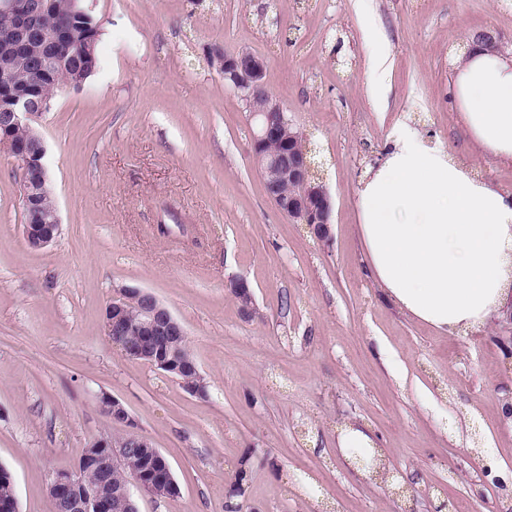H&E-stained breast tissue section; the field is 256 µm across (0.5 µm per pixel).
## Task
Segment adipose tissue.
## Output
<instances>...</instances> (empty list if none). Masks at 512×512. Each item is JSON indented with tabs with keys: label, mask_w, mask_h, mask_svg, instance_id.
I'll return each instance as SVG.
<instances>
[{
	"label": "adipose tissue",
	"mask_w": 512,
	"mask_h": 512,
	"mask_svg": "<svg viewBox=\"0 0 512 512\" xmlns=\"http://www.w3.org/2000/svg\"><path fill=\"white\" fill-rule=\"evenodd\" d=\"M450 93L466 140L512 163V59L469 45ZM359 231L374 281L401 311L453 333L512 305V191L475 177L412 128L362 180Z\"/></svg>",
	"instance_id": "1"
}]
</instances>
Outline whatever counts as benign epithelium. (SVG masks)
I'll return each instance as SVG.
<instances>
[{
	"label": "benign epithelium",
	"instance_id": "obj_1",
	"mask_svg": "<svg viewBox=\"0 0 512 512\" xmlns=\"http://www.w3.org/2000/svg\"><path fill=\"white\" fill-rule=\"evenodd\" d=\"M42 0H0V14L9 18L11 49L26 56L35 69L46 73L59 57L58 47L67 34H47L39 26ZM224 73V83L231 86L249 109L253 120L252 153L269 198L284 214L300 218L311 235L320 243L332 239L331 197L310 165L306 150L298 147V134L289 130L291 123L285 110L272 96L266 81L265 60L248 52L224 53L214 57ZM46 110L44 93L35 87L25 95L0 99V149L5 151L22 171V206L33 214L23 226L28 246L43 249L54 242L60 231L56 206L44 207L39 200L53 196L44 158L46 144L33 125ZM24 131L18 140L14 133ZM247 317L255 313L252 294L244 279L230 282ZM137 316L136 323L129 316ZM107 336H127L136 330L142 337L136 357L181 380L182 372L195 366L191 359L180 362L169 359L164 343L187 336L183 323L151 293L140 288L125 287L119 299L111 302L103 323ZM99 404L113 421L122 422L130 431L115 440L111 437L92 439L78 464L49 477L48 496L53 512H139L131 488L156 499H172L179 494L170 464L145 436L132 430L134 422L117 400L102 396ZM150 456L154 466L134 470L120 486L112 484V469L130 458ZM94 480L85 479V474Z\"/></svg>",
	"mask_w": 512,
	"mask_h": 512
}]
</instances>
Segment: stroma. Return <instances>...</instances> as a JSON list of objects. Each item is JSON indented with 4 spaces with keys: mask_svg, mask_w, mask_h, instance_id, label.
Segmentation results:
<instances>
[{
    "mask_svg": "<svg viewBox=\"0 0 512 512\" xmlns=\"http://www.w3.org/2000/svg\"><path fill=\"white\" fill-rule=\"evenodd\" d=\"M98 66L37 126L61 231L22 234L21 172L0 151V467L20 512H52L50 475L94 437H118L119 400L168 459L180 494L139 512H490L512 504V358L497 324L435 332L386 302L358 228L360 182L410 126L512 191V165L461 133L458 53L482 30L512 58V0H80ZM385 47L381 96L370 59ZM249 52L317 152L330 246L280 212L252 157L251 120L210 59ZM244 278L256 312L229 288ZM126 286L184 324L207 386L189 394L102 331ZM366 428L404 488L392 496L341 453ZM246 466L244 496L230 487ZM339 448L346 456H350L351 448H374L370 435L358 427H349L343 431L338 439Z\"/></svg>",
    "mask_w": 512,
    "mask_h": 512,
    "instance_id": "obj_1",
    "label": "stroma"
}]
</instances>
